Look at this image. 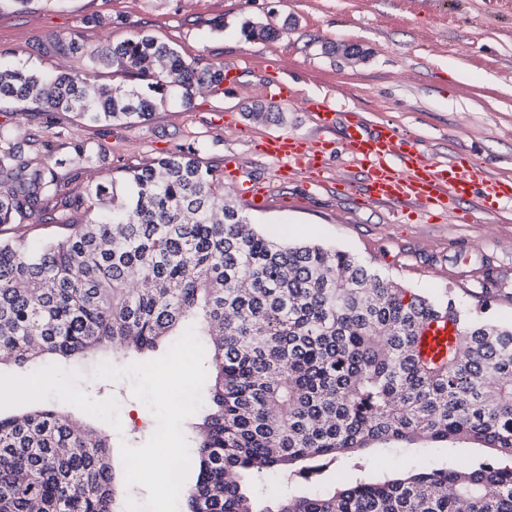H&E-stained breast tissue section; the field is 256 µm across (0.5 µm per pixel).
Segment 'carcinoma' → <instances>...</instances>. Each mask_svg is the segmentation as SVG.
Returning <instances> with one entry per match:
<instances>
[{"instance_id": "1", "label": "carcinoma", "mask_w": 512, "mask_h": 512, "mask_svg": "<svg viewBox=\"0 0 512 512\" xmlns=\"http://www.w3.org/2000/svg\"><path fill=\"white\" fill-rule=\"evenodd\" d=\"M83 53L142 85L0 67V100L134 124L171 87L188 104L194 86L224 82V65L200 69L147 34ZM71 149L78 165L97 155ZM62 164L49 142L26 149L0 125V225L53 221L51 199L67 215L38 246L0 241V362L144 354L167 338L173 355L208 356L182 512H512V324L411 292L347 251L259 233L189 152L82 196L64 191ZM443 316L455 327L448 353L428 358L420 336ZM423 441L493 448L508 464L365 474L263 501L251 490L309 461ZM111 447L55 407L0 416V512H120Z\"/></svg>"}]
</instances>
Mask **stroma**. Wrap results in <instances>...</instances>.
<instances>
[{"mask_svg": "<svg viewBox=\"0 0 512 512\" xmlns=\"http://www.w3.org/2000/svg\"><path fill=\"white\" fill-rule=\"evenodd\" d=\"M247 20L273 27L275 38H246L241 25ZM139 33L167 42L197 67H237L236 82L197 89L188 106L166 101L137 124H93L1 103L0 125L15 128L19 140H51L62 159L76 140L99 148V158L79 174L61 168L66 191L83 193L177 149L195 150L219 177L225 158L234 156L240 176L225 182L224 198L258 231L349 251L413 292L460 301L476 318L512 323V204L481 213L454 203L439 218L409 205L363 202V169L345 154L342 128L323 132L306 106L309 99L329 98L338 116L356 114L369 129L392 126L432 161L465 155L490 177L512 181V0H32L23 10L0 8V62L127 86L123 71L89 70L76 47L112 46ZM353 45L360 55H347ZM274 75L292 88L293 101L269 97ZM258 108L282 118L250 119ZM279 135L331 141L327 169L314 179L278 176V162L255 144ZM247 183L267 188L269 206L246 203ZM207 370V362L195 358L169 361L161 348L148 360L114 357L105 368L49 359L34 370L4 364L0 415L56 401L72 419L106 424L122 512H177L153 479L154 452L167 449L182 465L193 409L178 391L187 381L202 383ZM36 374L54 378L64 396L28 389ZM164 377L174 393L167 402L156 394ZM451 455L462 465L492 458L490 450L466 443L452 450L428 442L376 449L357 462L343 457L292 476L288 490L297 495L334 486L338 474L358 464L378 474L437 466ZM133 459L140 462L134 471L128 468Z\"/></svg>", "mask_w": 512, "mask_h": 512, "instance_id": "35a3bbf8", "label": "stroma"}]
</instances>
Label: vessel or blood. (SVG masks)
I'll use <instances>...</instances> for the list:
<instances>
[{
	"mask_svg": "<svg viewBox=\"0 0 512 512\" xmlns=\"http://www.w3.org/2000/svg\"><path fill=\"white\" fill-rule=\"evenodd\" d=\"M323 131L336 126V110L328 99L309 101ZM345 150L364 167L365 197L370 202H398L444 215L452 202H467L483 210L493 203L512 201V183L489 177L481 167L456 158L445 163L423 158L410 141L398 136L390 126L367 131L355 115L345 123ZM258 149L281 162L290 173H322L328 156L317 144L292 137L262 140ZM448 344V329L430 325L421 338V348L433 355Z\"/></svg>",
	"mask_w": 512,
	"mask_h": 512,
	"instance_id": "1",
	"label": "vessel or blood"
}]
</instances>
